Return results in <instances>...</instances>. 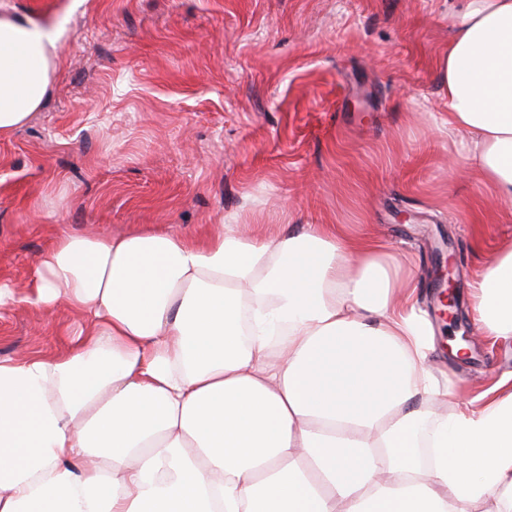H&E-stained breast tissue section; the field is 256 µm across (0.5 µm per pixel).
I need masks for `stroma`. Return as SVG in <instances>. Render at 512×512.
<instances>
[{"label":"stroma","mask_w":512,"mask_h":512,"mask_svg":"<svg viewBox=\"0 0 512 512\" xmlns=\"http://www.w3.org/2000/svg\"><path fill=\"white\" fill-rule=\"evenodd\" d=\"M65 18L62 68L44 108L0 138V359L68 348L78 312L23 297L39 255L68 230L120 235L210 225L265 233L336 224L413 266L452 415L512 383V336L463 324L449 355L435 310L445 259L462 307L512 220L451 164L434 61L448 0H8Z\"/></svg>","instance_id":"stroma-1"}]
</instances>
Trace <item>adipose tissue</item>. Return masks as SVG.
Instances as JSON below:
<instances>
[{"label":"adipose tissue","mask_w":512,"mask_h":512,"mask_svg":"<svg viewBox=\"0 0 512 512\" xmlns=\"http://www.w3.org/2000/svg\"><path fill=\"white\" fill-rule=\"evenodd\" d=\"M435 61L458 158L512 202V0H449ZM63 30L0 5V137L39 111ZM413 279L334 224L194 240L60 234L25 302L69 353L0 359V512H512V387L454 418ZM512 336V245L473 285Z\"/></svg>","instance_id":"1"}]
</instances>
